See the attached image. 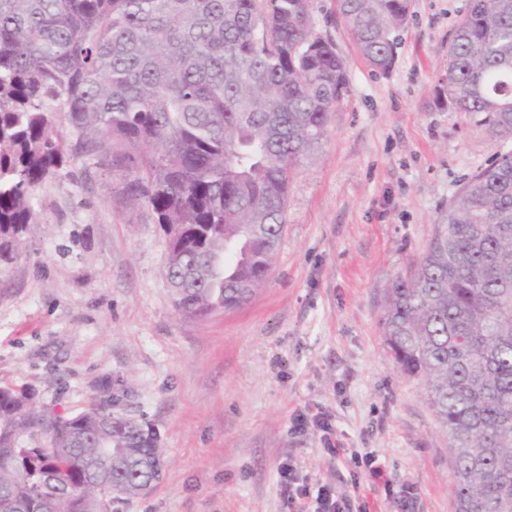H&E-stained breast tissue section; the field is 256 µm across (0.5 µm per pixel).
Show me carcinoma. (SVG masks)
<instances>
[{
  "instance_id": "obj_1",
  "label": "carcinoma",
  "mask_w": 512,
  "mask_h": 512,
  "mask_svg": "<svg viewBox=\"0 0 512 512\" xmlns=\"http://www.w3.org/2000/svg\"><path fill=\"white\" fill-rule=\"evenodd\" d=\"M408 12L409 0H336L381 75ZM348 92V61L311 0H0V263L25 247L38 186L87 156L118 177L116 202L179 230L166 280L180 315L241 306L273 269L292 174ZM439 95L512 138V0H466ZM382 335L446 428L453 512H512V152L466 181L387 288ZM33 399L0 388V512H112L91 461L121 499L140 496L155 429L105 434L91 424L100 403L64 419L23 410ZM63 423L75 438L20 442Z\"/></svg>"
}]
</instances>
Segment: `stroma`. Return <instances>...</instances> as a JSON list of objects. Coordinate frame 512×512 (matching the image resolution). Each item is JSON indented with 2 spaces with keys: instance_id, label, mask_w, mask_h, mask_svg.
Returning <instances> with one entry per match:
<instances>
[{
  "instance_id": "stroma-1",
  "label": "stroma",
  "mask_w": 512,
  "mask_h": 512,
  "mask_svg": "<svg viewBox=\"0 0 512 512\" xmlns=\"http://www.w3.org/2000/svg\"><path fill=\"white\" fill-rule=\"evenodd\" d=\"M464 5L410 0L398 64L382 76L334 0H312L349 62L350 92L293 174L274 270L241 308L179 315L165 233L116 206L115 176L86 159L37 189L26 250L0 270V387L34 388L65 416L112 398L155 426L165 476L112 512H292L288 469L309 493L346 495L348 512H453L448 436L380 323L387 288L423 256L464 181L512 150L438 95ZM321 417L345 455L324 447ZM368 453L381 478L354 464Z\"/></svg>"
}]
</instances>
